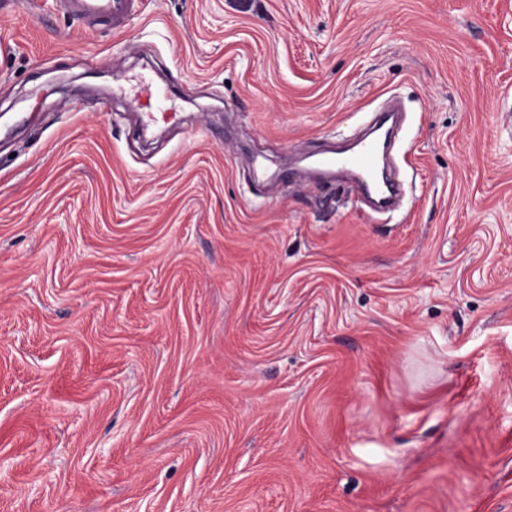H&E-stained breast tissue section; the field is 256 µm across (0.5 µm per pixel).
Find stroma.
I'll list each match as a JSON object with an SVG mask.
<instances>
[{
	"instance_id": "stroma-1",
	"label": "stroma",
	"mask_w": 512,
	"mask_h": 512,
	"mask_svg": "<svg viewBox=\"0 0 512 512\" xmlns=\"http://www.w3.org/2000/svg\"><path fill=\"white\" fill-rule=\"evenodd\" d=\"M505 103L512 0H0V512H512ZM59 3L80 18L112 21L117 27L134 6V0H60ZM319 167L359 173L367 183L374 182L379 171V149L375 141L367 137L360 140L354 151H321Z\"/></svg>"
}]
</instances>
